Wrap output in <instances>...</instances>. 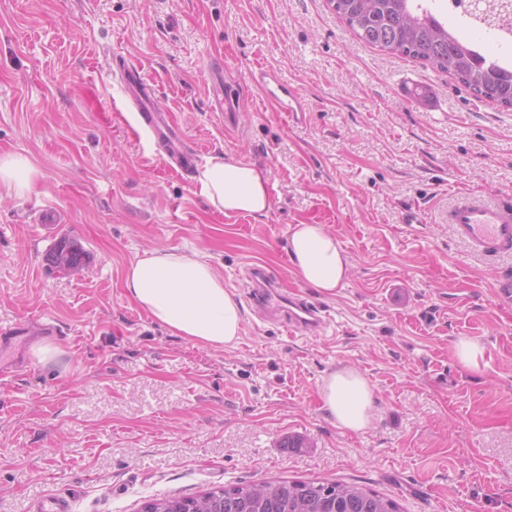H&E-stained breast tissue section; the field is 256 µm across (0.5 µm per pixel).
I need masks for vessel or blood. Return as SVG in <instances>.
<instances>
[{
    "instance_id": "vessel-or-blood-1",
    "label": "vessel or blood",
    "mask_w": 512,
    "mask_h": 512,
    "mask_svg": "<svg viewBox=\"0 0 512 512\" xmlns=\"http://www.w3.org/2000/svg\"><path fill=\"white\" fill-rule=\"evenodd\" d=\"M116 75L125 101L138 112L169 169L181 174L189 172L197 161L199 149L186 137L170 113L156 108L142 69L124 62L118 65ZM249 77L277 111L291 115L304 111L305 101L301 92L282 81L273 70L259 67L251 70ZM210 84L219 111L223 112L225 120H232L239 107L235 99L225 95L221 74L212 73ZM442 220L472 253L512 257V204L489 201L476 192L462 191L455 203L443 213ZM246 275L255 307L262 314L277 318L289 334L304 335L325 329V311L303 300L281 296L265 268L248 266Z\"/></svg>"
}]
</instances>
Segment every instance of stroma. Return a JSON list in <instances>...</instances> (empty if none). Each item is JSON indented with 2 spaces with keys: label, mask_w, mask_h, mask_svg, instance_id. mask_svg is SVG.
Segmentation results:
<instances>
[{
  "label": "stroma",
  "mask_w": 512,
  "mask_h": 512,
  "mask_svg": "<svg viewBox=\"0 0 512 512\" xmlns=\"http://www.w3.org/2000/svg\"><path fill=\"white\" fill-rule=\"evenodd\" d=\"M141 65L157 105L205 158L269 178L265 215H225L168 172L120 101L115 59ZM270 68L307 109L274 111L248 82ZM240 97L233 126L211 70ZM32 157L23 197L0 198V512H142L228 484L356 483L402 512H512V297L502 260L471 257L440 223L456 191L512 200V110L421 63L360 42L329 0H0V155ZM50 223H41L43 213ZM323 224L350 261L327 296L290 273L294 224ZM85 251L63 275L46 254ZM196 248L242 303L239 340L204 349L132 303L125 267ZM264 266L320 305L321 336L253 312L239 277ZM479 339V370L454 354ZM48 340L55 362L31 355ZM357 369L371 427L338 428L319 396ZM59 248L60 251L66 250L69 253V258L65 252L58 253L55 260L56 269L62 274H70L75 271L74 267L78 268L83 263V255L80 247L74 240L68 237L59 238L54 246L49 250L46 256L48 264L53 268L54 252ZM72 263V264H71ZM74 267H73V266Z\"/></svg>",
  "instance_id": "35a3bbf8"
}]
</instances>
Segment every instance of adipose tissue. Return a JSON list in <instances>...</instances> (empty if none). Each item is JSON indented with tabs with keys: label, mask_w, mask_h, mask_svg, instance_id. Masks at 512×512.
Returning a JSON list of instances; mask_svg holds the SVG:
<instances>
[{
	"label": "adipose tissue",
	"mask_w": 512,
	"mask_h": 512,
	"mask_svg": "<svg viewBox=\"0 0 512 512\" xmlns=\"http://www.w3.org/2000/svg\"><path fill=\"white\" fill-rule=\"evenodd\" d=\"M37 174L29 157L0 156V192L23 196L31 191ZM195 183L217 212L262 215L269 207L265 170L233 157L207 161L199 168ZM288 258L294 279L324 294L335 293L348 277V256L323 224L292 225ZM122 286L149 317L194 346L221 349L241 334L242 312L235 293L225 288L223 276L205 252L152 250L126 267ZM320 396L323 409L338 427L355 433L370 428L374 391L355 368L330 371Z\"/></svg>",
	"instance_id": "obj_1"
}]
</instances>
